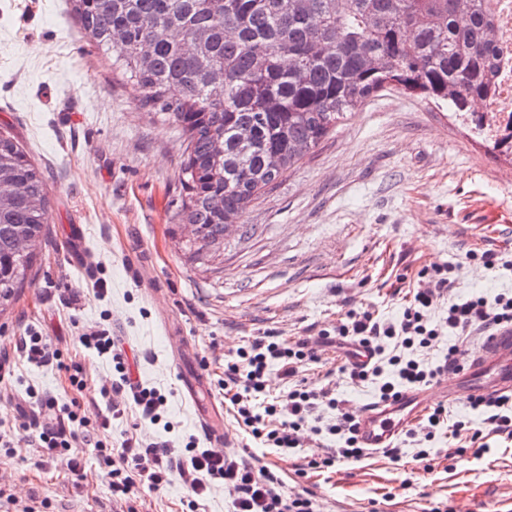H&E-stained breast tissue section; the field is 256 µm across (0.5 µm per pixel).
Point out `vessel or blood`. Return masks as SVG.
<instances>
[{
  "label": "vessel or blood",
  "instance_id": "obj_1",
  "mask_svg": "<svg viewBox=\"0 0 512 512\" xmlns=\"http://www.w3.org/2000/svg\"><path fill=\"white\" fill-rule=\"evenodd\" d=\"M512 392V328L495 334L468 359L463 382L447 384L450 401H459L464 395L498 394ZM423 407L419 393H407L395 407L371 404L359 416V438L367 448H382L410 424Z\"/></svg>",
  "mask_w": 512,
  "mask_h": 512
}]
</instances>
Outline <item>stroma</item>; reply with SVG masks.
<instances>
[{"label":"stroma","mask_w":512,"mask_h":512,"mask_svg":"<svg viewBox=\"0 0 512 512\" xmlns=\"http://www.w3.org/2000/svg\"><path fill=\"white\" fill-rule=\"evenodd\" d=\"M140 99L139 86L83 38L65 0H0V134L25 149L49 198L31 281L0 313V352L13 362L0 381V422L15 427L0 487L35 512H113L93 449H71L78 477L43 457L34 430L19 426L31 389L78 401L81 415L96 420L112 366L75 338L98 326L120 337L141 379L166 393L173 425L169 433L138 427L130 415L113 422V440L131 432L203 437L183 394L185 377L200 373L232 452L276 464L287 488L307 487L326 512H512V444L503 438L477 458L454 455L440 438L428 472L406 446L397 462L373 454L301 479L298 457L257 447L216 387L225 359L263 332L311 336L366 308L394 319L425 264L451 267L455 298L512 296V152L495 149L446 104L387 86L253 200L241 228L206 256L173 218L184 195V139ZM74 224L88 272L70 260ZM485 249L500 257L494 268L468 258ZM31 330L57 337L64 360L82 365L83 391L71 390L65 370L19 355L17 339ZM303 375L354 406L375 400L372 385H353L335 362Z\"/></svg>","instance_id":"stroma-1"}]
</instances>
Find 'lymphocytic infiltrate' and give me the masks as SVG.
I'll return each instance as SVG.
<instances>
[{
    "label": "lymphocytic infiltrate",
    "mask_w": 512,
    "mask_h": 512,
    "mask_svg": "<svg viewBox=\"0 0 512 512\" xmlns=\"http://www.w3.org/2000/svg\"><path fill=\"white\" fill-rule=\"evenodd\" d=\"M416 277L421 286L406 297L398 321H382L371 309L350 311L334 331H320L314 339L287 340L267 333L248 340L233 358L225 360L224 377L218 382L237 425L255 443L284 454L302 447L305 428H312L316 449L306 456L298 475L304 478L312 471L332 472L337 464L363 460L367 451L357 436L358 409L331 388L310 386L300 376L306 365L321 363L317 345L352 346L367 352V362L347 359L337 368L355 385H376L378 403L390 406L399 404L405 392L464 371L471 337L487 339L512 326V296L452 298L453 282L445 266H422ZM443 300L448 303V315L441 327H432L428 312ZM443 328L456 341L434 367H426L425 357ZM75 341L112 362V383L99 390L105 409L91 424L80 419L73 406L59 404L52 394L28 392L35 443L48 455L67 456L73 471L78 463L69 458L70 448L78 443L93 446L109 466L112 499L126 505V512H135L130 506L135 493L161 490L174 475L187 487L191 508L207 496L214 483L221 482L235 492L231 512H321L307 489L286 490L276 466L258 468L241 456L199 447L196 437H189L180 447L158 438L143 441L128 436L115 443L102 438V431L109 429L112 421L131 412L141 424H159L168 398L157 388L132 379L124 349L107 330L83 332ZM273 366L290 382L288 394L273 396L267 391L266 377ZM117 393L123 394V403H114ZM466 405L470 410L466 416L452 415L442 403L430 408L416 426L405 430L406 442H415L420 436L431 442L444 431L457 440L459 453L471 449L479 455L489 451L491 437L512 441V393L473 395ZM322 408L331 411L330 423L323 429L311 427L312 417Z\"/></svg>",
    "instance_id": "obj_1"
}]
</instances>
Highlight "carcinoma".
<instances>
[{"mask_svg":"<svg viewBox=\"0 0 512 512\" xmlns=\"http://www.w3.org/2000/svg\"><path fill=\"white\" fill-rule=\"evenodd\" d=\"M86 38L186 142L175 219L197 251L387 84L450 104L484 135L495 93L485 0H71ZM48 188L0 135V306L28 281Z\"/></svg>","mask_w":512,"mask_h":512,"instance_id":"cac0c4a2","label":"carcinoma"}]
</instances>
